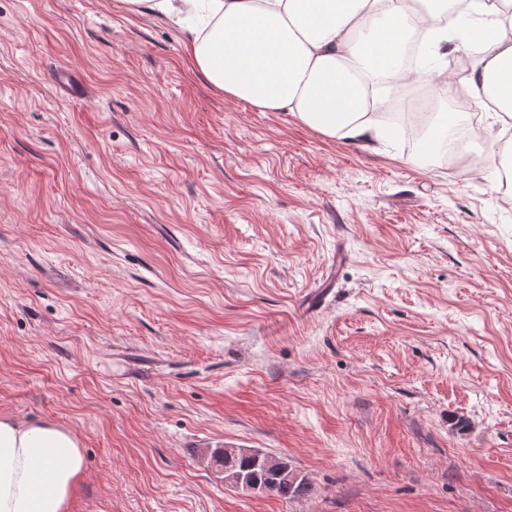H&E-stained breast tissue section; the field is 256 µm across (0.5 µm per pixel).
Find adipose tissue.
<instances>
[{
    "label": "adipose tissue",
    "mask_w": 512,
    "mask_h": 512,
    "mask_svg": "<svg viewBox=\"0 0 512 512\" xmlns=\"http://www.w3.org/2000/svg\"><path fill=\"white\" fill-rule=\"evenodd\" d=\"M179 25L194 72L225 97L286 112L365 149L382 138L376 87L416 81L400 63L420 27L446 60V13L478 14L479 53L458 90L494 124L512 122V0H121ZM84 473L77 435L48 421L0 416V512H70Z\"/></svg>",
    "instance_id": "1"
}]
</instances>
